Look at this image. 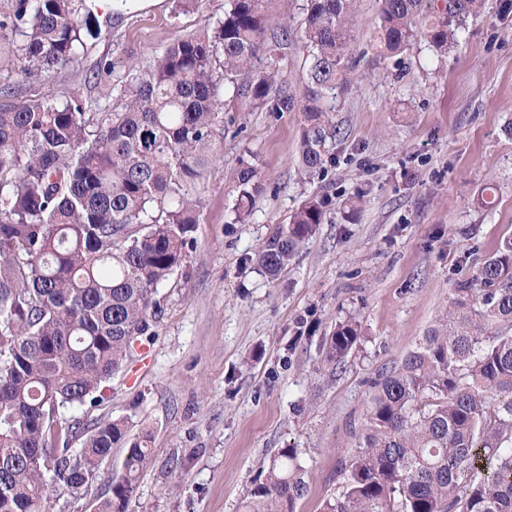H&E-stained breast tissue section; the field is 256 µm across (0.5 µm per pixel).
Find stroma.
I'll return each instance as SVG.
<instances>
[{
    "label": "stroma",
    "instance_id": "1",
    "mask_svg": "<svg viewBox=\"0 0 512 512\" xmlns=\"http://www.w3.org/2000/svg\"><path fill=\"white\" fill-rule=\"evenodd\" d=\"M225 3L178 12L173 0H143L88 39L78 66L44 73L20 96L81 82L98 111H112L114 84L170 43L211 29ZM498 11L499 0H483L447 56L423 40L383 54L372 41L379 2L357 0L354 78L329 114L340 134L315 176L299 165L302 111L232 102L187 257L158 289L155 334L135 345L102 401L81 409L88 420L129 419L132 435L151 438L128 512H240L263 459L288 447L309 486L298 512H321L341 492L376 381L512 238V25ZM103 58L112 69L96 73ZM244 159L265 189L248 222L235 224ZM487 187L490 208L476 202ZM313 196L327 201L324 224L270 279L258 250ZM350 319L360 339L331 367L323 340ZM123 458L113 449L88 494H62L50 512H94Z\"/></svg>",
    "mask_w": 512,
    "mask_h": 512
}]
</instances>
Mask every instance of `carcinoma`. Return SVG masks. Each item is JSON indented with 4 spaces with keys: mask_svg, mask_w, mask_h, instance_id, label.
<instances>
[{
    "mask_svg": "<svg viewBox=\"0 0 512 512\" xmlns=\"http://www.w3.org/2000/svg\"><path fill=\"white\" fill-rule=\"evenodd\" d=\"M264 0H227L211 31L166 46L114 87L118 109L89 111L80 87L62 98L15 99V89L80 60L101 32L95 0L0 5V512H44L91 488L122 445V472L96 512H127L151 457L124 420L66 418L154 335L157 289L186 259L201 215V184L216 161L225 96L256 108L301 107L304 172L324 164L326 102L347 91L353 0H306L295 45L308 60L303 98L273 68ZM374 44L390 52L425 38L439 54L459 42L482 0H380ZM233 221H246L264 184L243 164ZM307 199L257 255L286 270L326 219ZM478 287L457 289L446 317L375 385L365 434L322 512H512V239L483 264ZM360 331L336 324L324 361H344ZM82 439V447L72 444ZM298 450L262 463L242 512H297L309 492Z\"/></svg>",
    "mask_w": 512,
    "mask_h": 512,
    "instance_id": "obj_1",
    "label": "carcinoma"
}]
</instances>
